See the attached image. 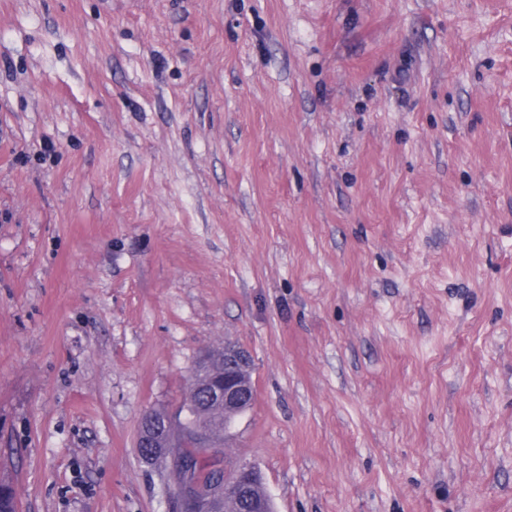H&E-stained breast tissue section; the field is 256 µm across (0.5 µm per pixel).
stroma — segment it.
<instances>
[{"instance_id":"stroma-1","label":"stroma","mask_w":512,"mask_h":512,"mask_svg":"<svg viewBox=\"0 0 512 512\" xmlns=\"http://www.w3.org/2000/svg\"><path fill=\"white\" fill-rule=\"evenodd\" d=\"M228 341L275 512H512V0H0L18 512H177ZM222 353L224 367L217 366L218 371H224L221 375L215 370H210L209 374L204 373L206 367H210L211 359L218 357L216 354L205 352L196 361L189 395L194 397L203 391L208 399L220 402L224 408L210 404V401L195 403L185 398V421L179 424L181 437L189 436L196 428H207L215 438L214 447L221 435L229 433L235 419L248 409L255 396L250 378L252 359L249 352L232 342H225ZM200 378L204 381L198 382ZM224 415L232 421L225 429ZM172 422V416L161 409L149 410L142 416L137 448H143V456L140 455L143 460L151 464L168 454L169 448H182V452L189 453L194 448H213L208 433L204 431H197L190 437L175 441L170 435ZM188 440L192 444L186 448Z\"/></svg>"}]
</instances>
